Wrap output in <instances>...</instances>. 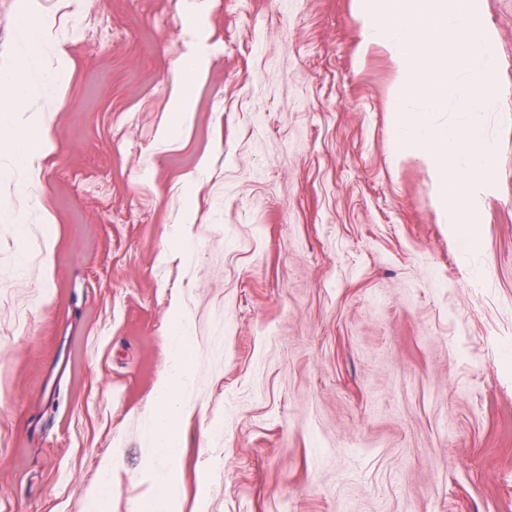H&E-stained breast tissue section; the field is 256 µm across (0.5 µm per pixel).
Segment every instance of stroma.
Here are the masks:
<instances>
[{
  "mask_svg": "<svg viewBox=\"0 0 512 512\" xmlns=\"http://www.w3.org/2000/svg\"><path fill=\"white\" fill-rule=\"evenodd\" d=\"M48 18L40 65L67 63L24 101L53 116L38 182L0 127V512H82L106 457L112 512L149 495L178 307L181 512H512V0H483L474 247L393 158L397 73L356 0H211L179 126L181 0H0V66Z\"/></svg>",
  "mask_w": 512,
  "mask_h": 512,
  "instance_id": "obj_1",
  "label": "stroma"
}]
</instances>
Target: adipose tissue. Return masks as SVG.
Here are the masks:
<instances>
[{"mask_svg":"<svg viewBox=\"0 0 512 512\" xmlns=\"http://www.w3.org/2000/svg\"><path fill=\"white\" fill-rule=\"evenodd\" d=\"M46 39L47 31L41 25L24 23L18 28V61L10 70L0 73V118L5 123H23L37 130L46 126L43 113L22 108L23 99L32 90L26 64L38 55ZM194 362L191 321L186 312L179 310L173 317L169 365L154 389L153 461L146 470L154 492L139 503L137 512H180L176 462L182 453L183 416L193 383Z\"/></svg>","mask_w":512,"mask_h":512,"instance_id":"1","label":"adipose tissue"}]
</instances>
